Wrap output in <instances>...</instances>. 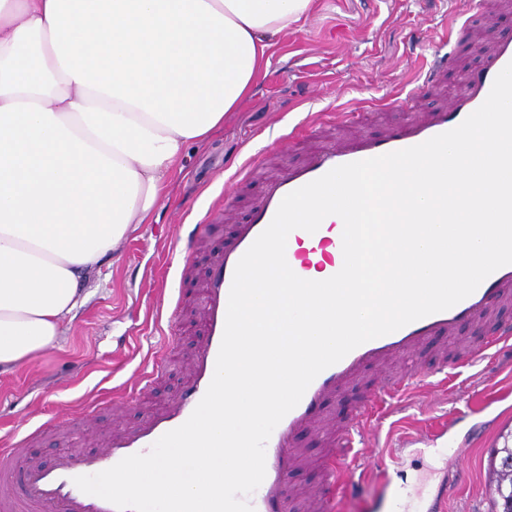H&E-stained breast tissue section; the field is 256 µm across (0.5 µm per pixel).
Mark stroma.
I'll return each mask as SVG.
<instances>
[{"mask_svg":"<svg viewBox=\"0 0 512 512\" xmlns=\"http://www.w3.org/2000/svg\"><path fill=\"white\" fill-rule=\"evenodd\" d=\"M460 10L458 0H315L301 28L273 44L267 73L252 96L225 116L210 139L187 147L150 223L85 281L87 299L58 345L0 374V445L10 444L19 424H76L92 410L108 433L116 424L136 423L169 398L179 385L174 375L121 419L103 409L114 389L152 367L164 324L155 307L163 291L177 286L168 246L179 225L196 223L246 160L282 146L283 134L295 126L333 112L373 113L406 96ZM486 399L492 402L487 413L481 410ZM493 412L498 420L448 489L447 512L487 507L488 451L502 447L504 432L512 431V372L495 360L461 369L434 393L413 392L381 418L379 447L401 449L403 461L391 487L366 479L357 495L342 500L339 512H368L388 490L431 498L449 443L471 436ZM445 420L451 423L447 436L404 447L416 430Z\"/></svg>","mask_w":512,"mask_h":512,"instance_id":"stroma-1","label":"stroma"}]
</instances>
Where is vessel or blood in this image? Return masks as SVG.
Segmentation results:
<instances>
[{
	"label": "vessel or blood",
	"instance_id": "vessel-or-blood-1",
	"mask_svg": "<svg viewBox=\"0 0 512 512\" xmlns=\"http://www.w3.org/2000/svg\"><path fill=\"white\" fill-rule=\"evenodd\" d=\"M511 62L512 34L492 38L484 47L480 63L467 73L461 90L432 110L411 113L410 117L391 123L379 135H345V128L359 123L360 113L333 115L326 123L332 131L330 139L310 146L302 160L282 165L264 178L243 219L238 218L233 201L240 186L257 173L259 164L254 161L239 170L202 216L207 224L230 225L223 246L201 250L203 235L195 224L179 225L171 245L180 255V287L194 279L197 269L205 271L196 307L203 326L198 347L182 361L172 344H165L157 354L156 367L114 396L110 405L113 413H123L126 406L142 401L144 394L174 365L182 372L178 391L136 424L105 438L98 437L94 417L86 416L92 449L59 451L49 466L26 458L27 448L43 435V428H22L10 447L0 448V512H117L112 503L82 492L74 483L75 477L101 472L124 457L149 452L163 434L190 417L214 375L235 267L269 226L283 198L337 166L409 148L454 129L484 103L496 76ZM456 66L457 47L450 43L445 51L437 53L424 76V87L442 85ZM290 237L296 246L286 250L285 256L296 275L314 267L329 278L344 261L342 231L332 219H324L315 232L296 229ZM510 297L512 264L494 271L470 296L450 309L363 343L323 370L266 444L265 478L246 497L254 512H292L288 480L304 462L300 447L309 436L319 438L328 450L322 484L307 493L313 512H333L336 497L357 493L359 483L353 466L359 454L373 457L369 475L386 481L394 457L376 447L373 413L426 386L428 379L446 382L449 370L479 364L493 355L512 356V323L495 318ZM465 326L472 335L463 339L459 332ZM351 388L359 391L355 407L345 414L336 413L337 398ZM469 456L466 444L454 445L441 470L443 480L459 475Z\"/></svg>",
	"mask_w": 512,
	"mask_h": 512
}]
</instances>
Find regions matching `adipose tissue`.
I'll list each match as a JSON object with an SVG mask.
<instances>
[{"mask_svg":"<svg viewBox=\"0 0 512 512\" xmlns=\"http://www.w3.org/2000/svg\"><path fill=\"white\" fill-rule=\"evenodd\" d=\"M314 0H0V373L54 348L85 276Z\"/></svg>","mask_w":512,"mask_h":512,"instance_id":"ef3b65f1","label":"adipose tissue"}]
</instances>
